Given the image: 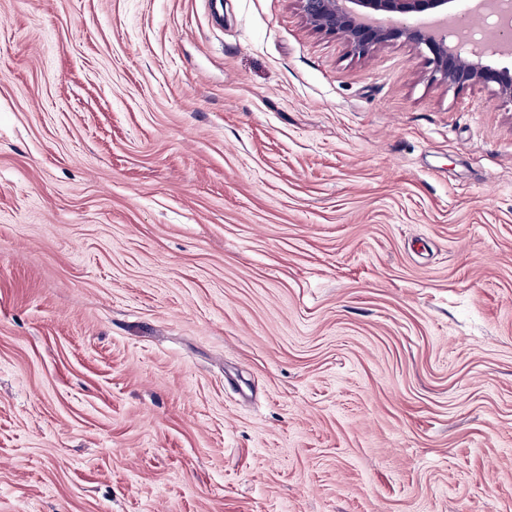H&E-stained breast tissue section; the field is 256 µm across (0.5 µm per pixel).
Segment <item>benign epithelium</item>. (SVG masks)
<instances>
[{
	"label": "benign epithelium",
	"instance_id": "7a95c632",
	"mask_svg": "<svg viewBox=\"0 0 512 512\" xmlns=\"http://www.w3.org/2000/svg\"><path fill=\"white\" fill-rule=\"evenodd\" d=\"M312 28L339 35L353 51L367 54L387 43L425 46L432 77L457 88L494 83L512 101V70L483 62L489 54L512 57V21L500 18V39L491 48L458 37L448 42V23L458 16L457 0H299Z\"/></svg>",
	"mask_w": 512,
	"mask_h": 512
}]
</instances>
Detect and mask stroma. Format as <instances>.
<instances>
[{
  "label": "stroma",
  "mask_w": 512,
  "mask_h": 512,
  "mask_svg": "<svg viewBox=\"0 0 512 512\" xmlns=\"http://www.w3.org/2000/svg\"><path fill=\"white\" fill-rule=\"evenodd\" d=\"M298 0H0V512H512V102Z\"/></svg>",
  "instance_id": "35a3bbf8"
}]
</instances>
